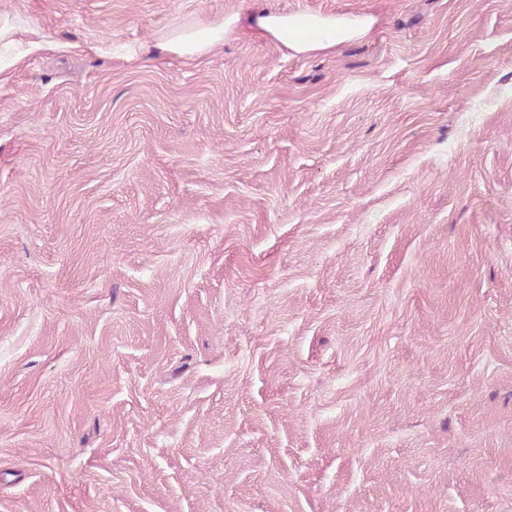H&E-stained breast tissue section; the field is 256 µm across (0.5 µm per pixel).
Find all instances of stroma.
Returning a JSON list of instances; mask_svg holds the SVG:
<instances>
[{
	"label": "stroma",
	"mask_w": 512,
	"mask_h": 512,
	"mask_svg": "<svg viewBox=\"0 0 512 512\" xmlns=\"http://www.w3.org/2000/svg\"><path fill=\"white\" fill-rule=\"evenodd\" d=\"M1 24L0 512H512V0ZM265 36L273 37L298 54L324 50L346 40L361 38L373 27L374 19L324 18L319 15H284L262 10L241 18L232 16L205 30L182 32L159 44L161 51L180 57L201 56L241 22Z\"/></svg>",
	"instance_id": "stroma-1"
}]
</instances>
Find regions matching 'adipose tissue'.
<instances>
[{
	"label": "adipose tissue",
	"instance_id": "1",
	"mask_svg": "<svg viewBox=\"0 0 512 512\" xmlns=\"http://www.w3.org/2000/svg\"><path fill=\"white\" fill-rule=\"evenodd\" d=\"M247 24L266 37H271L292 51L305 54L324 50L346 40L365 36L373 27L372 20L325 18L319 15H284L262 10L245 16H232L205 30L182 32L163 41L160 49L181 57L200 56L225 35Z\"/></svg>",
	"mask_w": 512,
	"mask_h": 512
}]
</instances>
